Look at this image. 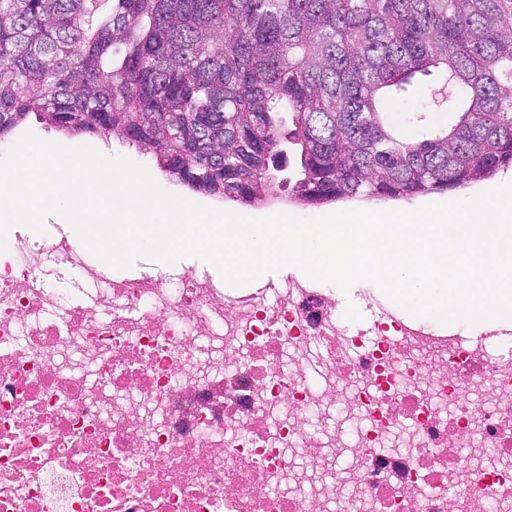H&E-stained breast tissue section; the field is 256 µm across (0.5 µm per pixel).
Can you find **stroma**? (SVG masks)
I'll return each mask as SVG.
<instances>
[{"instance_id": "35a3bbf8", "label": "stroma", "mask_w": 512, "mask_h": 512, "mask_svg": "<svg viewBox=\"0 0 512 512\" xmlns=\"http://www.w3.org/2000/svg\"><path fill=\"white\" fill-rule=\"evenodd\" d=\"M431 92L427 90L424 82H417L409 97L401 102H384L383 108L387 113L389 124L402 136L412 137L417 133L416 128L409 124V113L419 109H426L429 122L436 126H445L451 120L447 109L434 107L430 104ZM33 135L40 141L55 143L66 148L88 146L101 155L117 159L123 158L146 170L154 184L162 192L184 198L199 206L221 212H228L250 218H261L275 214H290L299 218L310 219L325 216L334 212L353 209L350 201H340L324 205H304L292 203L287 198H280L262 205L247 206L232 201H219L210 196L190 191L172 179L164 176L157 168L152 155L138 152L122 140L119 136H112L108 142H101L86 135H69L47 128L38 116H29L26 123L17 133L8 137L7 141L0 144V159L4 158L20 137ZM505 183H512V169L498 171L493 177L469 185L466 188L450 190L444 193H434L416 197L409 201L383 200L366 203L369 211L404 210L413 211L422 206L433 203H445L453 200L473 198L488 192L490 189ZM195 272L207 275L215 281L223 282L225 291H232V284L224 283L220 271L212 264L194 257H185L175 264H166L157 260L141 257L138 258L128 272L132 275L162 276L172 287H179L181 277L187 272ZM41 277L48 288L67 299H77L90 296L94 292L91 285L85 284L73 269L55 261L53 257H45L40 268Z\"/></svg>"}]
</instances>
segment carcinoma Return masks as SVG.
<instances>
[{
  "label": "carcinoma",
  "instance_id": "cac0c4a2",
  "mask_svg": "<svg viewBox=\"0 0 512 512\" xmlns=\"http://www.w3.org/2000/svg\"><path fill=\"white\" fill-rule=\"evenodd\" d=\"M441 72L418 140L380 99ZM113 134L218 199L410 200L512 167V0H0V139Z\"/></svg>",
  "mask_w": 512,
  "mask_h": 512
}]
</instances>
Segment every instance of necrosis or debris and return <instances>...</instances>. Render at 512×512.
<instances>
[{
  "mask_svg": "<svg viewBox=\"0 0 512 512\" xmlns=\"http://www.w3.org/2000/svg\"><path fill=\"white\" fill-rule=\"evenodd\" d=\"M0 259V512H512V350L296 278L108 277L66 235ZM51 255L95 285L73 305ZM324 288H335V294L332 297L336 306V315L339 321L344 325H349L353 322L358 321L361 317H368L370 312L363 311V296L365 292H370L375 296L377 301L384 305L395 309L400 316L407 322H418L429 325L435 329H438L434 325L425 322L418 321L412 318H419L418 316H411L405 312L402 314L396 307V305L378 286L368 281H360L354 284L351 288V292L348 297H343L339 293V289L335 285L329 283L315 282ZM390 302V303H389ZM392 303V304H391ZM397 306V305H396Z\"/></svg>",
  "mask_w": 512,
  "mask_h": 512,
  "instance_id": "1",
  "label": "necrosis or debris"
}]
</instances>
